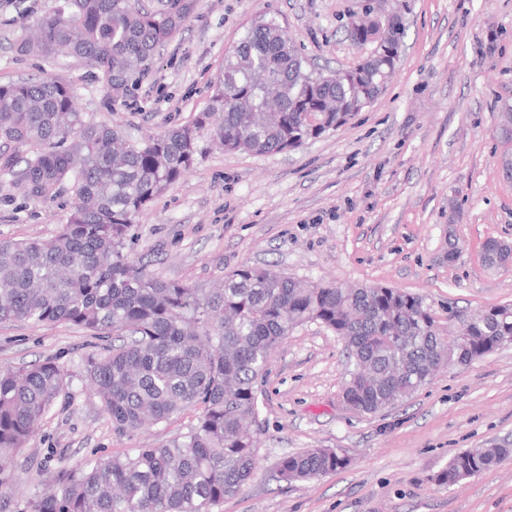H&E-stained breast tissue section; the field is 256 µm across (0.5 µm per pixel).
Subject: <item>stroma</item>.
I'll use <instances>...</instances> for the list:
<instances>
[{
  "label": "stroma",
  "mask_w": 512,
  "mask_h": 512,
  "mask_svg": "<svg viewBox=\"0 0 512 512\" xmlns=\"http://www.w3.org/2000/svg\"><path fill=\"white\" fill-rule=\"evenodd\" d=\"M362 0H196L125 102L77 60L19 55L16 43L58 0H0V83L35 75L71 82L82 111L133 138L192 122L211 105L224 56L260 14L276 17L317 69L359 52L342 27ZM400 62L387 89L337 131L294 151L227 152L201 137L189 173L146 207L129 232L134 264L206 288L240 265L314 282L398 288L423 297L440 328L449 311L512 304V267L487 266L484 243H512V140L497 116L512 106V0H408ZM0 174V241H48L67 223L68 197L14 195ZM461 249L449 261V244ZM101 340L70 324H0V367L48 358L66 386L15 459L25 506L65 463L97 448L118 454L176 438L198 410L128 438L115 434L84 381ZM346 358L322 324L294 329L272 352L258 394L259 470L221 512H512V460L446 487L435 477L458 451L512 445V343L468 365L441 368L410 399L358 414L341 399ZM336 448L349 465L296 484L276 463Z\"/></svg>",
  "instance_id": "1"
}]
</instances>
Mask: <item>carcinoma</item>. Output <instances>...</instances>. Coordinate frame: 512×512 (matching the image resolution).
I'll list each match as a JSON object with an SVG mask.
<instances>
[{"mask_svg": "<svg viewBox=\"0 0 512 512\" xmlns=\"http://www.w3.org/2000/svg\"><path fill=\"white\" fill-rule=\"evenodd\" d=\"M194 8L195 0H63L17 51L76 57L102 76L110 100H122ZM404 33L391 26L387 47L368 31H347L371 51L325 80L276 18L260 16L224 57L210 111L141 141L81 111L58 77L0 84V172L26 200L72 199L53 239L0 241V323H68L122 338L85 365L87 386L120 437L200 408L197 424L166 444L59 469L26 512H218L257 474L248 425L258 422V386L271 352L305 323L343 341L346 384L363 414L411 397L443 363L467 365L512 341L511 304L474 315L462 339L448 343L423 298L397 288L313 284L247 264L199 288L158 278L124 252L139 215L191 169L202 134L226 151L270 154L336 130L378 96L394 72L389 47H400ZM483 256L490 266L512 262L494 239ZM66 379L54 359L0 369V512H13L9 491L19 476L11 462ZM511 458L506 444L460 450L435 481L451 487ZM348 465L334 448H310L282 457L275 477L306 482Z\"/></svg>", "mask_w": 512, "mask_h": 512, "instance_id": "carcinoma-1", "label": "carcinoma"}]
</instances>
